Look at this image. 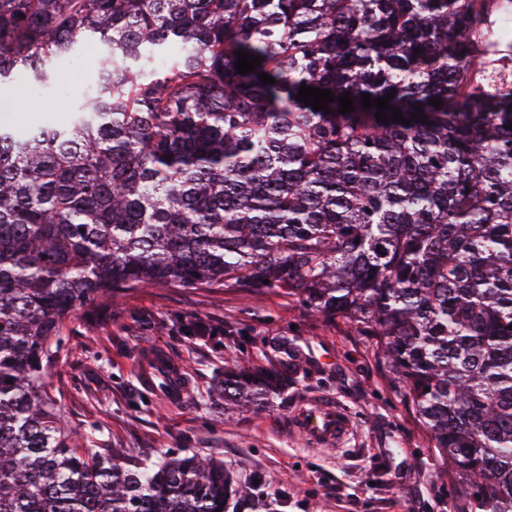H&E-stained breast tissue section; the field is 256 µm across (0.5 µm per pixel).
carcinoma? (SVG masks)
<instances>
[{"label": "carcinoma", "instance_id": "cac0c4a2", "mask_svg": "<svg viewBox=\"0 0 512 512\" xmlns=\"http://www.w3.org/2000/svg\"><path fill=\"white\" fill-rule=\"evenodd\" d=\"M76 54L99 80L64 120L0 125V512L252 508L220 461L83 447L46 393L65 322L116 290L243 284L372 337L462 512H512V0H0V88ZM295 374L230 363L217 391Z\"/></svg>", "mask_w": 512, "mask_h": 512}]
</instances>
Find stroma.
<instances>
[{"label": "stroma", "mask_w": 512, "mask_h": 512, "mask_svg": "<svg viewBox=\"0 0 512 512\" xmlns=\"http://www.w3.org/2000/svg\"><path fill=\"white\" fill-rule=\"evenodd\" d=\"M194 318L213 338L185 337ZM149 351L182 365L183 401L139 385ZM285 354L299 366L287 398L225 413L214 393L225 361L268 369ZM46 391L68 430L129 464L173 453L223 461L250 487L254 512H457L463 495L369 338L266 288L160 285L97 302L67 321ZM322 397L352 421L341 445H310L289 426L290 414Z\"/></svg>", "instance_id": "obj_1"}]
</instances>
